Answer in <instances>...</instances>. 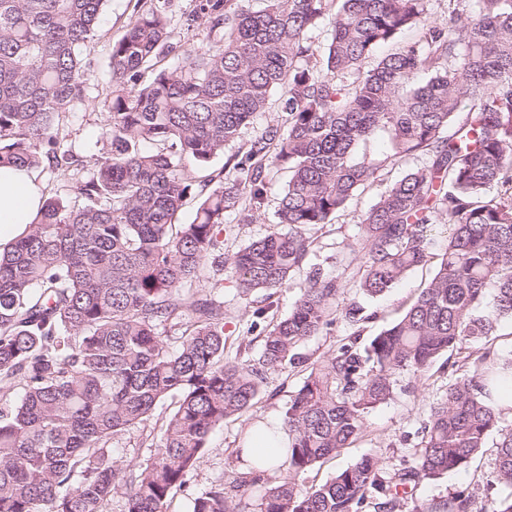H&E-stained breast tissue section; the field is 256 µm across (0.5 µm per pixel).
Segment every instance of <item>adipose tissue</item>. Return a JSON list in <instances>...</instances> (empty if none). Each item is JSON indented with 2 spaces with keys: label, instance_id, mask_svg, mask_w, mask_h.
Returning a JSON list of instances; mask_svg holds the SVG:
<instances>
[{
  "label": "adipose tissue",
  "instance_id": "adipose-tissue-1",
  "mask_svg": "<svg viewBox=\"0 0 512 512\" xmlns=\"http://www.w3.org/2000/svg\"><path fill=\"white\" fill-rule=\"evenodd\" d=\"M42 197L43 187L35 169L0 167V248L24 233Z\"/></svg>",
  "mask_w": 512,
  "mask_h": 512
}]
</instances>
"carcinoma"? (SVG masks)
<instances>
[{"label": "carcinoma", "instance_id": "obj_1", "mask_svg": "<svg viewBox=\"0 0 512 512\" xmlns=\"http://www.w3.org/2000/svg\"><path fill=\"white\" fill-rule=\"evenodd\" d=\"M105 2L0 0V166L77 162L58 151L55 123L86 97L84 51ZM245 2L199 0L191 21L222 36L195 47L171 40L166 0H136L108 62V149L77 200L44 199L0 252V512H106L122 486L124 512H168L211 430L246 413L267 374L300 360V344L334 325L346 294L342 275L310 271L257 362L226 360L224 302L193 288L205 262L231 269L243 297L288 285L308 263L310 231L386 164L415 155L423 166L380 195L341 253L368 296L433 259L432 279L366 347L351 339L312 364L284 412L273 472L238 448L245 471L211 483L189 512H395L398 487L468 467L494 431V483L512 489V428L499 426L486 392L497 379L512 384V358L489 350L433 402L421 448L396 480L366 455L318 487L299 483L358 438L396 375L420 376L512 319V0H448L441 19L429 0ZM324 27L325 44L313 45L310 33ZM408 29L416 42L368 65ZM168 56L182 66L156 68ZM279 89L286 124L268 123L227 157L232 181L206 173ZM379 129L392 154L357 155ZM273 167L288 173L278 228L224 255L225 213L252 222ZM191 198L193 220L181 223ZM435 224L448 225L437 250ZM167 324L182 328L175 347L158 332ZM172 395L149 457L114 461L112 439L146 427ZM424 512H512V494L479 505L459 491Z\"/></svg>", "mask_w": 512, "mask_h": 512}]
</instances>
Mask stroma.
Returning <instances> with one entry per match:
<instances>
[{
	"instance_id": "35a3bbf8",
	"label": "stroma",
	"mask_w": 512,
	"mask_h": 512,
	"mask_svg": "<svg viewBox=\"0 0 512 512\" xmlns=\"http://www.w3.org/2000/svg\"><path fill=\"white\" fill-rule=\"evenodd\" d=\"M135 0H107L101 17L100 32L87 48L86 56L91 68L86 75L87 95L72 112L63 114L57 126L60 150L69 151L86 164H92L100 155L105 143L102 129L107 117L110 84L107 66L113 41L119 39L132 19ZM197 0H169V32L173 41L204 46L218 40V33L205 25L188 28L186 19L196 8ZM423 157L408 156L382 169L375 182L357 194L347 207L337 214L332 224L314 232L310 262L320 268L323 275L342 272L338 244L345 239H355L361 234L360 224L364 213L395 180L411 169L422 166ZM286 180L283 172L273 171L267 177V196L252 223L242 224L234 214L224 216L223 233L225 254H232L249 241L264 236L276 227L275 211ZM432 265L412 271L395 288L377 298L360 297L356 290H349L347 300L360 301L369 318L360 330H353L344 318H337L335 325L326 331L307 338L299 347V364L268 374L260 394L250 411L240 418L225 419L212 429L196 469L186 487L178 490L169 505L170 512H189L191 500L233 466L235 451L242 447L248 429L259 422L281 421L290 396L301 385L312 363L322 361L336 351L349 337H356L358 346H366L382 329L398 320L425 287L432 276ZM307 283L306 273H297L288 286L277 289L272 296L262 293L240 297L235 277L230 270H213L204 267L195 287L200 294H211L224 299V357L228 360L258 359L263 349V339L276 321L287 317L301 290ZM263 310L262 319H255V310ZM489 347L499 355H512V320H503L488 338L464 345L452 357L438 358L423 380H415L408 373L400 374L397 389L387 403L370 410L364 417V428L359 438L342 450L336 459L317 465L301 478L305 486L319 485L337 470L353 464L366 455L378 457L386 478H394L408 466L419 449L421 428L426 423L430 407L448 383L464 375L466 355ZM175 407L174 399H167L154 411L148 425L115 437L111 443L115 460L140 462L149 455V448L158 444L168 415ZM494 450L485 448L472 464L464 470L453 471L441 478L428 480L416 490L405 494L399 512H420L430 500H443L461 490L474 492L477 497L504 496L507 488L489 485L493 470Z\"/></svg>"
}]
</instances>
